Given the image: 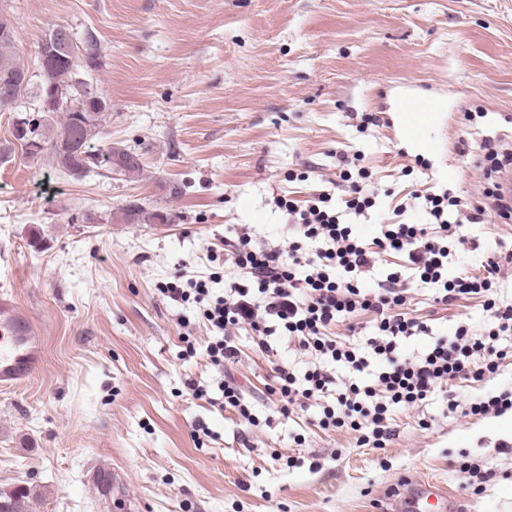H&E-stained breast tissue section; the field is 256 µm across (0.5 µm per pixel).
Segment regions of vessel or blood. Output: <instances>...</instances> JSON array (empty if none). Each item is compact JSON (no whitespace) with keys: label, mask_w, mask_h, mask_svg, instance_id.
Listing matches in <instances>:
<instances>
[{"label":"vessel or blood","mask_w":512,"mask_h":512,"mask_svg":"<svg viewBox=\"0 0 512 512\" xmlns=\"http://www.w3.org/2000/svg\"><path fill=\"white\" fill-rule=\"evenodd\" d=\"M45 338L32 314L16 296L0 294V387L10 388L27 382L39 369L44 356ZM435 512H458L437 484L420 480L410 483L393 512H421V504Z\"/></svg>","instance_id":"obj_1"}]
</instances>
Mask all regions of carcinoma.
<instances>
[{
	"label": "carcinoma",
	"instance_id": "cac0c4a2",
	"mask_svg": "<svg viewBox=\"0 0 512 512\" xmlns=\"http://www.w3.org/2000/svg\"><path fill=\"white\" fill-rule=\"evenodd\" d=\"M1 29L3 24L0 23V63L6 62L16 71L26 70L17 56L14 34H5ZM64 30L66 27L56 25L45 32L38 45L43 60L37 61V82L29 81L23 86L14 84L8 91L0 89V107L17 104L31 91L38 98L49 97L59 87L66 88L70 98L42 114L40 145L28 142L15 131L13 137L16 142L1 147L0 155L7 157L19 148L22 155L35 158L47 149L52 166L79 178L92 165L112 167V153L122 152L124 148L116 147L104 154L92 151L90 141L96 135L103 113L98 109L97 96L87 91L86 83L74 77L70 54L54 42V37ZM80 52L83 67L87 70L96 71L101 67L98 43L93 35H87L80 43ZM58 112L63 113V119H54ZM119 214L125 224H168L172 221L170 213L139 203L125 204L119 209Z\"/></svg>",
	"mask_w": 512,
	"mask_h": 512
}]
</instances>
